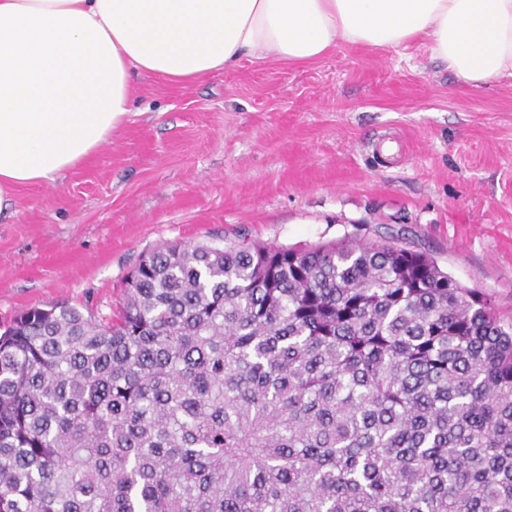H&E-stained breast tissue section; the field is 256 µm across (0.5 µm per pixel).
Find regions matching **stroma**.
<instances>
[{
  "instance_id": "obj_1",
  "label": "stroma",
  "mask_w": 512,
  "mask_h": 512,
  "mask_svg": "<svg viewBox=\"0 0 512 512\" xmlns=\"http://www.w3.org/2000/svg\"><path fill=\"white\" fill-rule=\"evenodd\" d=\"M15 201L0 326L55 302L111 314L170 243L343 239L429 254L512 324V78L463 85L424 40L141 80L110 141Z\"/></svg>"
}]
</instances>
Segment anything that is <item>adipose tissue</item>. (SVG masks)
I'll use <instances>...</instances> for the list:
<instances>
[{
    "mask_svg": "<svg viewBox=\"0 0 512 512\" xmlns=\"http://www.w3.org/2000/svg\"><path fill=\"white\" fill-rule=\"evenodd\" d=\"M426 39L471 87L512 77V0H0V215L91 158L137 79Z\"/></svg>",
    "mask_w": 512,
    "mask_h": 512,
    "instance_id": "1",
    "label": "adipose tissue"
}]
</instances>
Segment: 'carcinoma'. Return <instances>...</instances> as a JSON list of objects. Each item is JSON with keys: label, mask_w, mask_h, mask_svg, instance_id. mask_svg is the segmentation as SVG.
I'll return each mask as SVG.
<instances>
[{"label": "carcinoma", "mask_w": 512, "mask_h": 512, "mask_svg": "<svg viewBox=\"0 0 512 512\" xmlns=\"http://www.w3.org/2000/svg\"><path fill=\"white\" fill-rule=\"evenodd\" d=\"M0 512H512V326L389 243H170L0 333Z\"/></svg>", "instance_id": "cac0c4a2"}]
</instances>
